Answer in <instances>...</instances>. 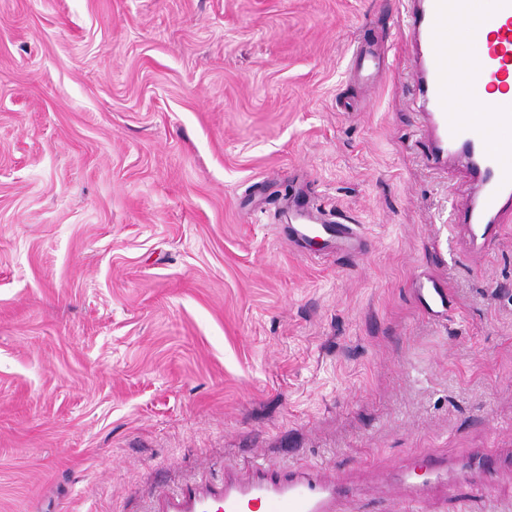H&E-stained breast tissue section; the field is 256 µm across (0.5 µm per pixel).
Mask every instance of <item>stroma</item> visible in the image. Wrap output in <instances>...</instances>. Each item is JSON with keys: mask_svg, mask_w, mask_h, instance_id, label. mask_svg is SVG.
Here are the masks:
<instances>
[{"mask_svg": "<svg viewBox=\"0 0 512 512\" xmlns=\"http://www.w3.org/2000/svg\"><path fill=\"white\" fill-rule=\"evenodd\" d=\"M360 39L389 65L345 112ZM411 56L399 0H0V512H159L255 467L347 479L345 512H512V467L378 485L512 453V213L454 224ZM309 200L370 249L292 246ZM415 289L422 307L429 313L441 316L448 310L449 294L437 280L428 277H417ZM486 453L474 452L462 462H452L448 459L426 457L421 461V468L428 477L421 482L411 480V475L403 473L397 485L401 489L402 501L407 496L411 500H421L432 484H443L448 492L454 491L459 485L479 487L486 484L489 471L485 464Z\"/></svg>", "mask_w": 512, "mask_h": 512, "instance_id": "35a3bbf8", "label": "stroma"}]
</instances>
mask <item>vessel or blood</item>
Returning a JSON list of instances; mask_svg holds the SVG:
<instances>
[{
    "label": "vessel or blood",
    "instance_id": "vessel-or-blood-1",
    "mask_svg": "<svg viewBox=\"0 0 512 512\" xmlns=\"http://www.w3.org/2000/svg\"><path fill=\"white\" fill-rule=\"evenodd\" d=\"M413 42V92L420 101L436 161L463 159L474 180V192L458 221L472 242L484 240L502 213L512 208V0H403ZM357 71L378 74L383 59L375 46L353 53ZM501 92L488 99L490 89ZM482 102V112L451 111L450 92ZM291 236L309 239L318 211L310 206L289 209ZM337 250L360 253L365 238L354 224L332 227ZM422 307L440 316L450 297L435 279L416 280ZM421 467L428 477L415 482L401 475L398 486L411 500L422 499L431 485L456 489L479 487L489 471L485 455L472 453L461 462L427 457ZM346 491L335 475L297 469H258L239 476L226 474L217 489L189 487L170 498L163 512H342Z\"/></svg>",
    "mask_w": 512,
    "mask_h": 512
}]
</instances>
